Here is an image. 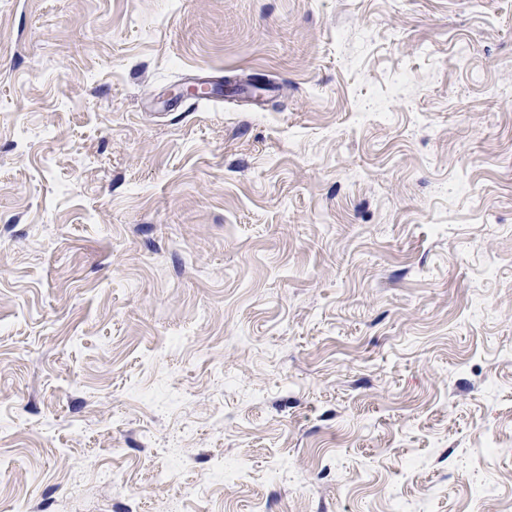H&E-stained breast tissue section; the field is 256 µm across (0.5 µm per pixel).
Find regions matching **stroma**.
Returning a JSON list of instances; mask_svg holds the SVG:
<instances>
[{
    "mask_svg": "<svg viewBox=\"0 0 512 512\" xmlns=\"http://www.w3.org/2000/svg\"><path fill=\"white\" fill-rule=\"evenodd\" d=\"M132 486L512 512V0H0V512Z\"/></svg>",
    "mask_w": 512,
    "mask_h": 512,
    "instance_id": "stroma-1",
    "label": "stroma"
}]
</instances>
